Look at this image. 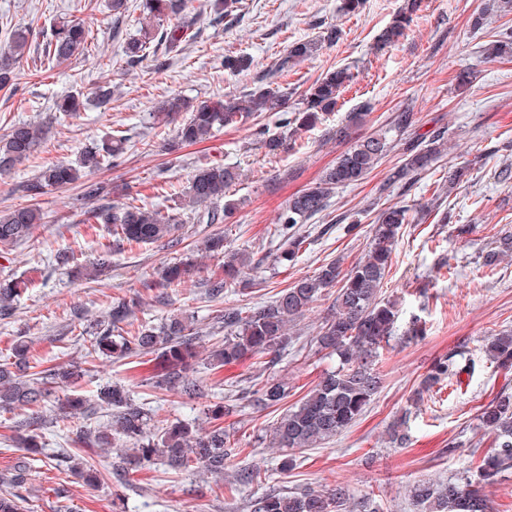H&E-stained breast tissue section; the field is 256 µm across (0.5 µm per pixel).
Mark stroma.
<instances>
[{"instance_id":"stroma-1","label":"stroma","mask_w":512,"mask_h":512,"mask_svg":"<svg viewBox=\"0 0 512 512\" xmlns=\"http://www.w3.org/2000/svg\"><path fill=\"white\" fill-rule=\"evenodd\" d=\"M340 3L243 0L236 16L217 23L209 0H190L179 21L189 26L192 40L173 52L156 47L153 55L130 67L122 46L141 32L142 0H128L127 10L118 16L111 0H0V44L17 26L32 32L17 88L0 90V136L19 120L50 128L46 143L0 178V211L34 204L45 214L32 237L0 252V279L31 283L13 311L0 316V363L12 362L13 346L21 337L43 367L81 362V377L58 394L81 396L100 423L110 420L112 411L101 405L97 391L113 384L144 403L157 425L187 420L205 429L211 409L222 406L224 431L237 450L226 460L220 482L192 467L171 471L158 460L125 473L100 449L77 443L80 420H46L41 427L44 448L33 456L16 443L30 409L0 411V492L8 491L10 472L26 462L25 512H251L252 500L264 493L338 484L348 488L352 499L372 496L381 512H417L410 497L416 480L445 482L475 473L480 465L493 437L480 428L479 410L500 391H512V371L498 368L479 349L486 336L512 331V250L504 251L502 244L504 232H512V178L500 176L512 166V57L487 61L477 49L512 29V15L490 16L475 31L469 18L481 0H420L405 36L379 52L374 48L377 37L403 0H365L350 15L340 12ZM63 17L84 22L92 43L85 55L51 68L50 27ZM324 23L341 29L340 40L322 45L303 63L282 67L289 46L317 38ZM238 54L252 56L254 64L247 72L228 74L224 58ZM345 64L355 77L335 112L278 152H268L255 135L260 127L280 134L273 113L170 154L160 149L175 131L173 125L156 123L152 114L168 96L204 100L269 86L288 92V105L295 108L322 73ZM466 70L472 82L462 88L458 76ZM105 83L115 89L111 104L89 103L73 118L56 112V98L76 90L88 95ZM363 109L368 116L358 135L393 129L389 152L366 179L337 189L321 215L296 225L294 234L302 242L296 260L275 263L283 244L274 233L282 207L346 150V143L336 139V128L347 113ZM404 112L413 118L400 130L396 124ZM436 131L444 132L447 152L409 183L392 182L407 148ZM107 132L126 136L127 149L111 166L88 174V182L112 189L119 202L167 212L182 202L197 168L221 162L242 173L226 192L236 207L231 222L189 219L177 244L138 246L114 242L109 226L87 220L89 204L81 186L35 200L26 194L25 184L42 167L76 160ZM396 202L409 206V222L392 253L382 296L397 301L399 327L417 318L427 332L416 339L392 338L380 351L383 386L365 413L333 440L305 450L294 470L281 473L280 453L269 444L270 430L336 367L335 357L316 342L336 291L324 290L309 311L289 323L290 343L272 364L246 358L211 367L206 354L226 334L217 317L265 305L294 281L316 276L326 264L350 270L370 248L378 212ZM213 233L223 234L227 249L247 255L254 264L243 286L216 299L208 297V284L222 276L223 260L199 250L204 237ZM105 248L110 263L95 280L72 277L52 262L56 251L69 250L75 264L83 265ZM492 252L499 258L490 268L483 261ZM188 256L197 261L196 275L179 287L162 288L163 267ZM132 299L141 302L137 321L157 325L179 316L198 332L195 394L148 387L160 369L157 355L88 356L83 329L107 315L113 304ZM453 352L459 373L419 392L434 361ZM271 376L285 383L287 396L264 407L251 394ZM403 419L408 440L402 445L393 430ZM67 455L94 464L103 475L101 483L86 486L64 463ZM251 469L259 471V478L244 481Z\"/></svg>"}]
</instances>
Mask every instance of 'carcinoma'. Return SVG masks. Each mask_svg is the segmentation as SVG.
<instances>
[{"label":"carcinoma","instance_id":"cac0c4a2","mask_svg":"<svg viewBox=\"0 0 512 512\" xmlns=\"http://www.w3.org/2000/svg\"><path fill=\"white\" fill-rule=\"evenodd\" d=\"M214 19L232 15L237 0H210ZM187 0H145L144 12L161 29L160 39L173 50L189 39V27L172 24L162 27V21L181 14ZM418 10L417 0H406L378 38L382 49L399 40L414 22ZM512 14V0H488L474 14L473 29H481L486 16ZM30 29L20 27L7 44L0 46V89L13 85L16 68L29 46ZM89 30L75 20L61 21L51 29L48 57L59 66L81 55L87 48ZM151 37L131 38L124 43L125 63L133 66L149 53ZM318 42L304 40L294 43L282 66L296 65L317 51ZM485 60L512 56V30L480 46ZM253 60L246 55L224 58V69L240 74L251 68ZM353 81L348 67L327 71L304 93L302 107L288 110V94L270 88H258L222 100H197L174 96L156 108L155 117L179 122L177 140L181 145H195L214 135L224 127L236 125L262 112L281 114V125L287 135H268L263 128L257 135L270 152L278 151L286 139L294 138L321 122L323 116L336 110L338 99ZM82 101L76 95L56 99L58 112L73 113L81 110ZM364 113L351 112L345 123L336 128V139L350 138V129L363 120ZM48 127L39 122L23 121L10 126L0 137V174H9L28 159L47 140ZM126 139L108 134L98 143L85 147L74 162H58L44 167L25 184L29 195L39 197L48 192L73 185L86 173L109 164L125 147ZM391 145L388 132H374L357 140L336 163L326 169L310 187L288 199L279 213L277 233L285 238L287 248L274 258L282 264L297 257L302 241L288 237V231L326 210L334 189L355 184L365 179L387 154ZM446 145L441 134L432 136L423 146L411 149L403 163L394 171L393 182H401L430 168L442 154ZM234 166L214 163L198 168L189 181L183 209L193 218L213 224L231 217L233 204L224 205L219 212L216 203L224 198L226 189L239 180ZM409 208L395 203L381 210L376 217L373 244L367 257L350 271L342 273L334 263L321 268L310 278H303L282 289L270 305L247 313L240 309L224 314V327L231 335L224 343L213 347L209 359L213 365H224L250 357H270L275 362L288 347V324L302 315L322 290L341 283L333 309L323 322L317 342L321 349L337 356L338 367L326 373L317 385L274 423L270 432L272 447L284 453L281 469L292 470L300 455L330 441L350 427L379 393L383 376L377 367L380 349L389 344L396 331L399 311L395 304L381 298V288L391 266L393 248L398 241L402 225L408 223ZM96 222L112 225V235L129 244H150L171 238L184 223L180 213H163L158 209L114 202L110 206L90 209ZM43 222V212L31 205L0 213V248L12 247L30 238L36 226ZM207 252L224 253V277L212 285L217 296L224 289L237 284L247 258L237 253L224 252V237L204 238ZM193 268L187 258L168 265L163 272V286H178L185 282ZM27 283L15 279L0 281V312L14 308ZM139 302H119L106 317L90 325L91 341L88 355L101 353L117 358H133L156 353L165 362V371L152 379V384L165 390L192 395L197 387L191 363L197 357V337L183 320L173 317L158 326L143 323L133 327L134 308ZM482 350L498 367L512 370V333L500 332L485 339ZM14 361L0 364V408H36L29 423L31 433L21 445L29 450L41 447L37 430L39 421L56 412L68 419L83 418L87 413L79 397H67L61 408L54 406L59 385L70 384L82 374L81 364L71 362L42 371L33 370L28 343L22 339L13 347ZM458 372L455 355L437 360L423 376L419 389L426 391ZM258 402L273 406L286 397L285 385L271 377L256 391ZM100 400L112 406V425H88L80 428L78 440L90 448H105L123 462L135 461L142 465L156 458L163 460L172 471H181L194 465L215 478H224V460L235 449L227 444L223 407L212 411L214 425L200 432L190 423L182 421L150 428V417L142 404L121 386L100 389ZM480 425L494 436V448L483 460L473 479L460 476L444 483L420 480L410 489L419 512H491L481 487L498 480L512 469V392L497 395L479 415ZM252 512H378L370 501L350 503V494L343 485L327 491L302 490L300 492L268 493L255 498Z\"/></svg>","mask_w":512,"mask_h":512}]
</instances>
